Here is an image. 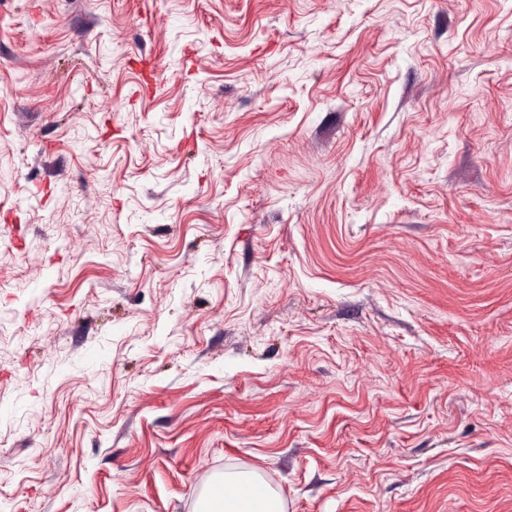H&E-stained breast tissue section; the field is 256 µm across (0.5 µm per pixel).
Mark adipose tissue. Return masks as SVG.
<instances>
[{"mask_svg":"<svg viewBox=\"0 0 512 512\" xmlns=\"http://www.w3.org/2000/svg\"><path fill=\"white\" fill-rule=\"evenodd\" d=\"M197 512H285L282 497L263 487L252 472L218 478L197 504Z\"/></svg>","mask_w":512,"mask_h":512,"instance_id":"ef3b65f1","label":"adipose tissue"}]
</instances>
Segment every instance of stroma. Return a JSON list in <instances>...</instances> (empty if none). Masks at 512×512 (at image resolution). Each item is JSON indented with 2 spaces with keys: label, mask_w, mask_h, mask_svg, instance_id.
<instances>
[{
  "label": "stroma",
  "mask_w": 512,
  "mask_h": 512,
  "mask_svg": "<svg viewBox=\"0 0 512 512\" xmlns=\"http://www.w3.org/2000/svg\"><path fill=\"white\" fill-rule=\"evenodd\" d=\"M512 512V0H0V512ZM247 488L235 493L234 488ZM197 512H284L282 497L263 487L253 472H234L218 478L197 504Z\"/></svg>",
  "instance_id": "1"
}]
</instances>
